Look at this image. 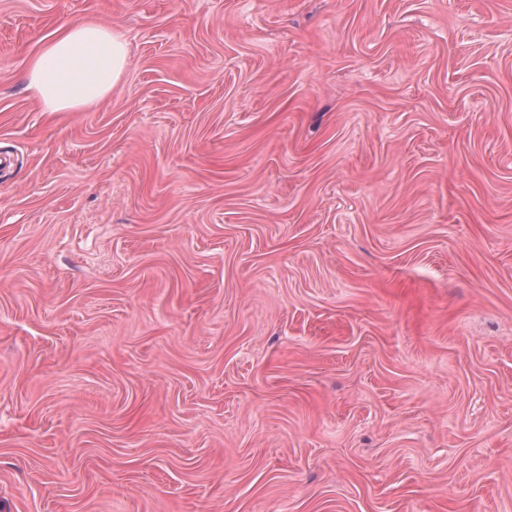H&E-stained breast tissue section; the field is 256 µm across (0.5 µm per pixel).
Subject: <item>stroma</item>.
Returning <instances> with one entry per match:
<instances>
[{"instance_id": "obj_1", "label": "stroma", "mask_w": 512, "mask_h": 512, "mask_svg": "<svg viewBox=\"0 0 512 512\" xmlns=\"http://www.w3.org/2000/svg\"><path fill=\"white\" fill-rule=\"evenodd\" d=\"M0 512H512V0H0ZM127 53L123 35L111 26L67 22L30 60L26 88L45 112H84L121 81Z\"/></svg>"}]
</instances>
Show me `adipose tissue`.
Returning <instances> with one entry per match:
<instances>
[{
    "label": "adipose tissue",
    "instance_id": "ef3b65f1",
    "mask_svg": "<svg viewBox=\"0 0 512 512\" xmlns=\"http://www.w3.org/2000/svg\"><path fill=\"white\" fill-rule=\"evenodd\" d=\"M127 53L118 30L86 20L67 22L30 60L26 88L43 111H86L121 81Z\"/></svg>",
    "mask_w": 512,
    "mask_h": 512
}]
</instances>
